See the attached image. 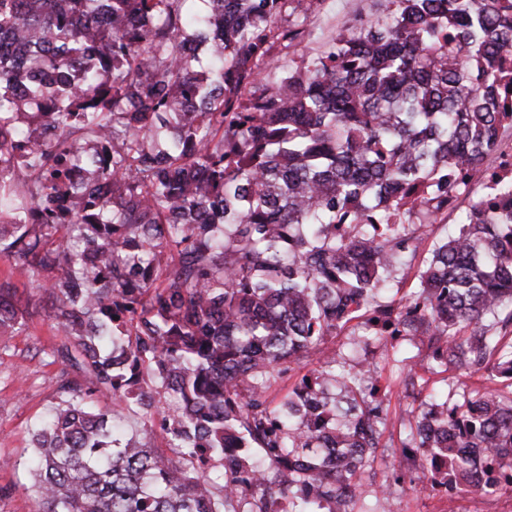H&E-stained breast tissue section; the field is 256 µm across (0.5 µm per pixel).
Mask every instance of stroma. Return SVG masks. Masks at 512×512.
Returning <instances> with one entry per match:
<instances>
[{
	"instance_id": "1",
	"label": "stroma",
	"mask_w": 512,
	"mask_h": 512,
	"mask_svg": "<svg viewBox=\"0 0 512 512\" xmlns=\"http://www.w3.org/2000/svg\"><path fill=\"white\" fill-rule=\"evenodd\" d=\"M377 8V0H330L327 15L312 20L311 26L324 34L350 28L375 15ZM0 283L9 286L23 315L16 329L0 335V512H37L29 469L32 435L58 402L60 381L79 378L80 372L61 355L70 342L57 329L53 294L38 287L20 261L6 252L0 253ZM353 339V331L347 330L335 340L347 368L354 370L359 363L375 362L381 374L379 395L388 411L386 432L392 437L390 448L384 450L376 467L382 476L398 462L406 436L405 411L412 399L401 383L405 358L422 364L436 389H443L444 376L435 372L426 351L406 346L385 358L377 347H355Z\"/></svg>"
}]
</instances>
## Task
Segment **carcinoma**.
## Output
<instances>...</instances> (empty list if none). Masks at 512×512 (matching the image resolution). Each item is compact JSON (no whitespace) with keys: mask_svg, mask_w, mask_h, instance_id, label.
<instances>
[{"mask_svg":"<svg viewBox=\"0 0 512 512\" xmlns=\"http://www.w3.org/2000/svg\"><path fill=\"white\" fill-rule=\"evenodd\" d=\"M187 2L0 0V242L48 273L85 374L33 433L39 512H355L386 409L376 364L336 370L354 324L458 372L439 396L408 365L395 481L448 512L512 496V180L427 234L512 132V0H380L315 53L326 0ZM419 252L417 288L378 301ZM20 319L0 284V333ZM133 405L178 459L123 438Z\"/></svg>","mask_w":512,"mask_h":512,"instance_id":"obj_1","label":"carcinoma"}]
</instances>
